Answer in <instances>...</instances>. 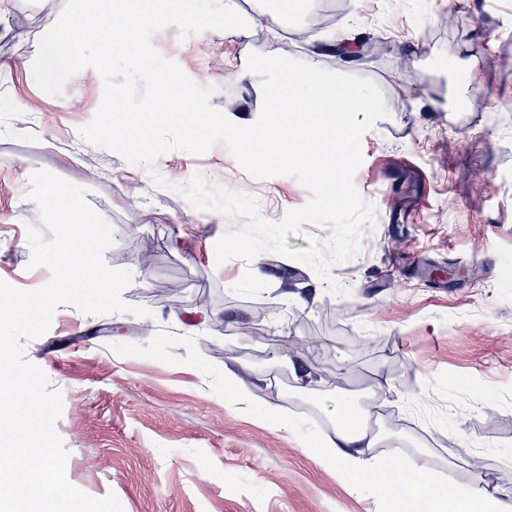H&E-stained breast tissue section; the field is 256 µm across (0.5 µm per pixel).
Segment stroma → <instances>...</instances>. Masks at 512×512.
<instances>
[{
    "mask_svg": "<svg viewBox=\"0 0 512 512\" xmlns=\"http://www.w3.org/2000/svg\"><path fill=\"white\" fill-rule=\"evenodd\" d=\"M77 3L0 0V279L32 290L51 278L30 267L26 230L39 222L30 177L46 170L85 188L113 228L106 264L132 275L123 299L153 315L62 306L27 346L62 393L56 431L70 482L92 497L115 493L123 512H396L390 495L349 483L304 446L330 429L322 400L340 395L378 405L384 434L430 448L435 488L461 487L478 456L490 491L512 497V0H310L289 24L252 0L247 36L208 30L183 41L174 26L153 35L240 126L263 104L247 69L253 53L377 84L388 115L363 135L353 178L376 222L361 253L332 270L345 297L279 254L216 264L229 221L171 189L198 171L257 198L278 222L311 198L295 178L253 177L218 144L159 157L170 186L156 187L146 168L80 136L103 98L94 69L55 98L13 68L35 53L40 18L78 21ZM297 29L309 37L287 38ZM332 31L389 51L338 59ZM466 52L483 66L461 100L465 74L453 63ZM17 99L27 111L9 109ZM391 167L404 172L392 192L383 183ZM228 367L253 385V409L225 399ZM270 403L299 428L264 423L258 411Z\"/></svg>",
    "mask_w": 512,
    "mask_h": 512,
    "instance_id": "stroma-1",
    "label": "stroma"
}]
</instances>
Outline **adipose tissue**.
<instances>
[{"mask_svg": "<svg viewBox=\"0 0 512 512\" xmlns=\"http://www.w3.org/2000/svg\"><path fill=\"white\" fill-rule=\"evenodd\" d=\"M177 10L184 17H192V0H107L106 13L83 12L79 28L69 29V44L59 43L54 31L56 18H42L45 38L36 50L37 61L43 75L49 76L74 66L73 54L85 41H95L102 50L119 48L134 54L139 50L138 33L148 19H162L165 11ZM332 419L331 433L321 434L309 442L311 448L324 459L336 463L341 474L358 485H370L380 491L400 493L415 500L425 494L432 475V457L419 450L402 456L401 444L385 442L367 425L371 417L369 408L357 407L336 398L325 405ZM384 454H377V447ZM374 456H367V449ZM433 512H512V499L500 498L489 492L480 472H473L469 484L460 492H446L432 500Z\"/></svg>", "mask_w": 512, "mask_h": 512, "instance_id": "1", "label": "adipose tissue"}]
</instances>
